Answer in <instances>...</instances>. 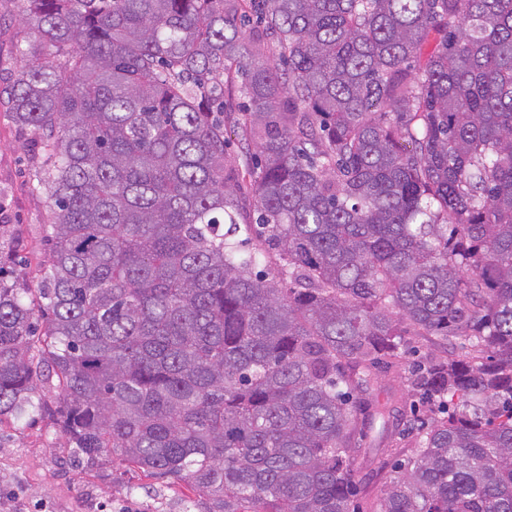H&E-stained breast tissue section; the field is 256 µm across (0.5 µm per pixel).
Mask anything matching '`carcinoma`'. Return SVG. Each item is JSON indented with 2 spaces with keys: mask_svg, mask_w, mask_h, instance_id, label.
Segmentation results:
<instances>
[{
  "mask_svg": "<svg viewBox=\"0 0 512 512\" xmlns=\"http://www.w3.org/2000/svg\"><path fill=\"white\" fill-rule=\"evenodd\" d=\"M25 2L0 106L53 207L37 286L0 265V421L206 512H362L357 394L464 336L372 512H512V0Z\"/></svg>",
  "mask_w": 512,
  "mask_h": 512,
  "instance_id": "carcinoma-1",
  "label": "carcinoma"
}]
</instances>
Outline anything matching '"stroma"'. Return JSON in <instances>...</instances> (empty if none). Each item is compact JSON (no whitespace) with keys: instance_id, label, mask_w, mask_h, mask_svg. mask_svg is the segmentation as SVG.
<instances>
[{"instance_id":"35a3bbf8","label":"stroma","mask_w":512,"mask_h":512,"mask_svg":"<svg viewBox=\"0 0 512 512\" xmlns=\"http://www.w3.org/2000/svg\"><path fill=\"white\" fill-rule=\"evenodd\" d=\"M23 0H0V83L14 73L17 46L24 34L19 19ZM37 146L9 111L0 108V246L20 245L19 273L36 276L49 256L43 236L50 192L37 186ZM402 358L405 372L440 357H462L467 342L446 343L431 336H412ZM379 400L391 401L386 433L370 431L368 457L355 464V479L364 502L376 500L391 473L390 451L414 448L417 434L411 417L428 419L405 378L381 375ZM0 512H202L197 494L186 484L148 481L144 474L112 458L99 467L71 463L67 440L48 417L0 424Z\"/></svg>"}]
</instances>
